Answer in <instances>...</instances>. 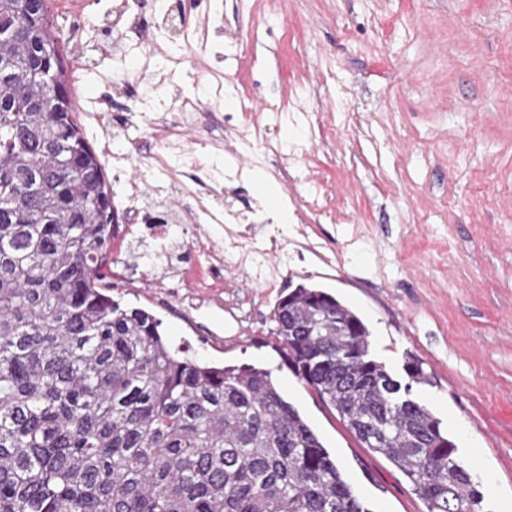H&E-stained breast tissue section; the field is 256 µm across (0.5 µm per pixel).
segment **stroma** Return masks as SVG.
Masks as SVG:
<instances>
[{"label":"stroma","mask_w":512,"mask_h":512,"mask_svg":"<svg viewBox=\"0 0 512 512\" xmlns=\"http://www.w3.org/2000/svg\"><path fill=\"white\" fill-rule=\"evenodd\" d=\"M116 0H85L79 52L88 69L74 84L90 88L78 118L95 151L123 146L111 125L91 113L120 112L144 93L130 76L113 86L119 69L111 33L101 27ZM172 0H130V27L163 13ZM205 45L187 47L177 27L139 28L154 48L157 68L172 54L186 68L223 73L236 39L256 25L274 29L273 43L243 44L237 72L241 91L259 106L292 98L308 85L318 120L343 108L335 139H309L295 122L300 179L266 153L247 162V177L226 185L225 203L260 206L253 185L262 172L279 203L301 201L311 179L328 183L336 221L315 225L329 248L297 255L286 243L288 276L274 290L247 272L229 275L222 292L187 306L148 270L112 289L113 298L161 320L174 347L217 365L251 364L271 370L285 399L340 464L368 512H427L407 477L360 443L337 412L289 370L275 335L274 308L300 284L332 294L369 331L370 353L394 377L416 360L424 373L412 396L427 406L456 445L457 461L480 485L482 512H504L512 501V0H210ZM351 93L336 100L329 66ZM143 137L124 171L145 189L147 212L177 207L154 194Z\"/></svg>","instance_id":"obj_1"}]
</instances>
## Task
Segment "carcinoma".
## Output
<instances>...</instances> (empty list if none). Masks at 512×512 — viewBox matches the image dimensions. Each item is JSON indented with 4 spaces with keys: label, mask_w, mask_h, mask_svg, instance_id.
<instances>
[{
    "label": "carcinoma",
    "mask_w": 512,
    "mask_h": 512,
    "mask_svg": "<svg viewBox=\"0 0 512 512\" xmlns=\"http://www.w3.org/2000/svg\"><path fill=\"white\" fill-rule=\"evenodd\" d=\"M0 512H368L271 372L184 355L103 286L115 206L78 122L51 10L0 0ZM51 67L56 83L31 72ZM288 368L411 481L481 512L439 420L364 322L298 285L274 309Z\"/></svg>",
    "instance_id": "1"
}]
</instances>
